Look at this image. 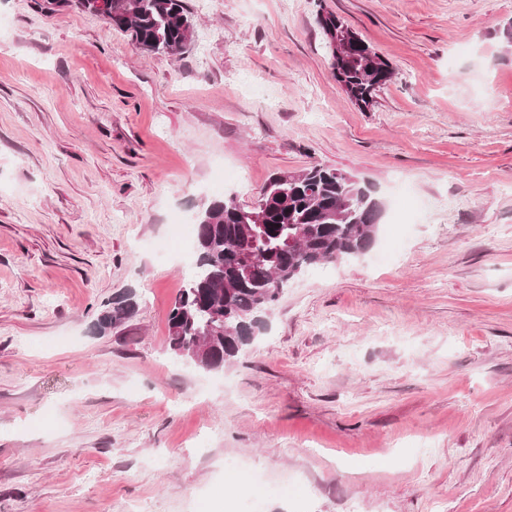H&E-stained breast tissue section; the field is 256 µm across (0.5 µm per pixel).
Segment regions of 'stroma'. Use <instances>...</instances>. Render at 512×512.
Instances as JSON below:
<instances>
[{"label":"stroma","mask_w":512,"mask_h":512,"mask_svg":"<svg viewBox=\"0 0 512 512\" xmlns=\"http://www.w3.org/2000/svg\"><path fill=\"white\" fill-rule=\"evenodd\" d=\"M148 56L93 13L0 0V512H512V0H185ZM390 63L359 108L317 11ZM331 166L384 204L233 364L175 359L201 202ZM135 289L131 320L93 325ZM247 492L242 496V512H264V504L271 496H286L287 483H274L254 476L247 485Z\"/></svg>","instance_id":"stroma-1"}]
</instances>
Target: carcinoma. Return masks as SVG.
Returning <instances> with one entry per match:
<instances>
[{"label":"carcinoma","mask_w":512,"mask_h":512,"mask_svg":"<svg viewBox=\"0 0 512 512\" xmlns=\"http://www.w3.org/2000/svg\"><path fill=\"white\" fill-rule=\"evenodd\" d=\"M97 15L148 55L181 56L196 36L184 0H112V8ZM317 23L325 38L348 45L342 56L330 51L336 82L359 107L373 105L394 75L390 63L342 16L320 10ZM259 199L265 201L259 221L232 195L196 212V260L168 314L174 357L192 362L198 355L214 369L235 362L254 341L247 324L273 310L282 290L307 269L368 251L383 212L372 185L322 164L273 174ZM138 308L136 293H121L95 328L104 333Z\"/></svg>","instance_id":"obj_1"}]
</instances>
